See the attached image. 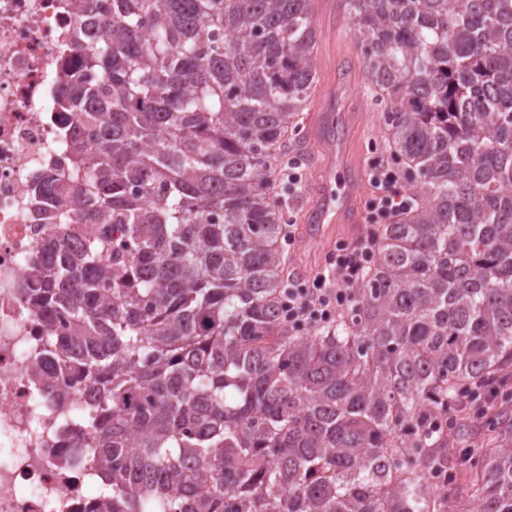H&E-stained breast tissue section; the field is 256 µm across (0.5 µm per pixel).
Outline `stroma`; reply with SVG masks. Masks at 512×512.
<instances>
[{
	"label": "stroma",
	"instance_id": "stroma-1",
	"mask_svg": "<svg viewBox=\"0 0 512 512\" xmlns=\"http://www.w3.org/2000/svg\"><path fill=\"white\" fill-rule=\"evenodd\" d=\"M314 23L318 82L312 97L320 99L327 83L336 77L351 80V89L337 100L336 108L353 113L350 154L362 170H369L372 161L388 157L389 151L383 108L367 80L362 45L353 33L342 0H314ZM485 426V419L471 417L462 427L448 432V453L456 459L457 465L449 469L443 490L447 512H458L460 503L468 499L467 466L463 459L478 452Z\"/></svg>",
	"mask_w": 512,
	"mask_h": 512
}]
</instances>
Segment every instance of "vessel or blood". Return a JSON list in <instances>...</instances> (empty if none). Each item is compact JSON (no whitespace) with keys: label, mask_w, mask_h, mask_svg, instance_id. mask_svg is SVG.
Returning a JSON list of instances; mask_svg holds the SVG:
<instances>
[{"label":"vessel or blood","mask_w":512,"mask_h":512,"mask_svg":"<svg viewBox=\"0 0 512 512\" xmlns=\"http://www.w3.org/2000/svg\"><path fill=\"white\" fill-rule=\"evenodd\" d=\"M305 122L307 141L320 166L308 189L300 235L305 244L316 248L323 242L327 225H340L350 235L358 233L365 177L347 155L344 143L324 134L325 129L335 126V113L320 106L306 116Z\"/></svg>","instance_id":"b4317fda"}]
</instances>
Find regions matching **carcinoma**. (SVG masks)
Instances as JSON below:
<instances>
[{"instance_id":"1","label":"carcinoma","mask_w":512,"mask_h":512,"mask_svg":"<svg viewBox=\"0 0 512 512\" xmlns=\"http://www.w3.org/2000/svg\"><path fill=\"white\" fill-rule=\"evenodd\" d=\"M83 71L55 90L94 128L77 211L136 242L53 238L30 272L112 512H444L455 398L512 380V0H343L418 187L375 228L329 322L284 318L288 140L315 82L314 0H81ZM96 27L86 23L85 14ZM476 465L478 512H512V417Z\"/></svg>"}]
</instances>
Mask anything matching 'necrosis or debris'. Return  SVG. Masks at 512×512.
<instances>
[{"mask_svg": "<svg viewBox=\"0 0 512 512\" xmlns=\"http://www.w3.org/2000/svg\"><path fill=\"white\" fill-rule=\"evenodd\" d=\"M77 0H0V512H105L93 491L98 470L77 413L95 388L63 381L45 346L64 335L65 314L44 319L25 294L42 240L79 250L77 215L53 223L35 214L38 179L69 172L78 113L57 109L59 81L82 69L64 41Z\"/></svg>", "mask_w": 512, "mask_h": 512, "instance_id": "1", "label": "necrosis or debris"}]
</instances>
